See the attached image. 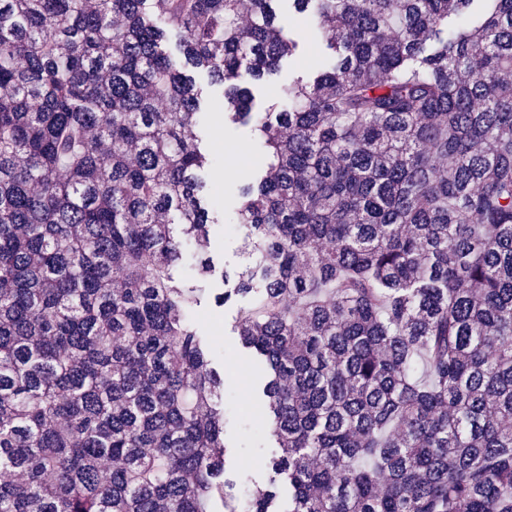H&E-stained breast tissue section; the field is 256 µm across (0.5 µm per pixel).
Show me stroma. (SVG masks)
Listing matches in <instances>:
<instances>
[{
    "instance_id": "1",
    "label": "stroma",
    "mask_w": 512,
    "mask_h": 512,
    "mask_svg": "<svg viewBox=\"0 0 512 512\" xmlns=\"http://www.w3.org/2000/svg\"><path fill=\"white\" fill-rule=\"evenodd\" d=\"M292 31L303 40L300 59L283 63L280 72L255 88L256 104L267 107L277 98L279 87L289 80L306 76L309 64L318 59L321 48L316 41L308 39V23L304 18H295ZM209 146L224 154L222 169L212 174L217 187L243 182L251 171L254 149L245 132L230 134L224 130L221 117L211 122ZM244 301L234 298L216 306L213 297L203 298L194 310L202 333L216 337L224 347V357L216 361V368L224 375V436L229 446L226 475L235 483V506L243 512L252 493L265 486L270 473L267 460L276 455L278 448L273 440L252 437L247 428L248 409L253 400V381L249 369L236 354L237 338L233 326Z\"/></svg>"
}]
</instances>
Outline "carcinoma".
I'll return each instance as SVG.
<instances>
[{"instance_id":"carcinoma-1","label":"carcinoma","mask_w":512,"mask_h":512,"mask_svg":"<svg viewBox=\"0 0 512 512\" xmlns=\"http://www.w3.org/2000/svg\"><path fill=\"white\" fill-rule=\"evenodd\" d=\"M275 2L0 0V512H235L215 224L248 512H512V0H288L329 54L255 111ZM196 72L260 148L230 211ZM219 280L218 273L212 286L217 289L209 297H204L193 313L202 333L210 341L214 336L224 345V359L216 360L214 366L224 374V436L231 447L228 448L226 476L236 485V509L244 512L252 493L268 483L270 472L266 469V461L278 455L280 448L273 440L252 437L246 430L248 408L253 400V381L243 360L234 353L238 346L233 333L239 309L246 304V300L233 297L223 307H216L213 297L224 291ZM241 461L249 466L241 468Z\"/></svg>"}]
</instances>
